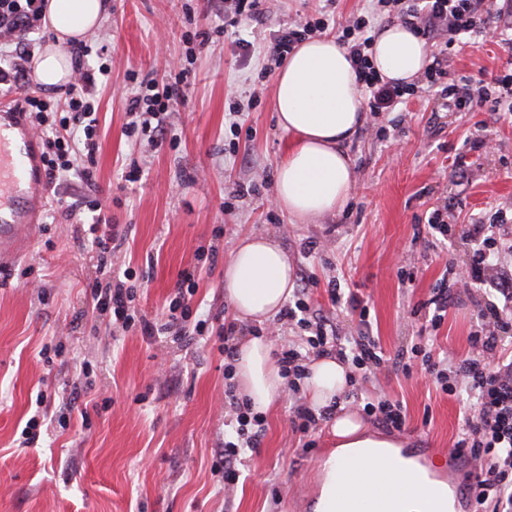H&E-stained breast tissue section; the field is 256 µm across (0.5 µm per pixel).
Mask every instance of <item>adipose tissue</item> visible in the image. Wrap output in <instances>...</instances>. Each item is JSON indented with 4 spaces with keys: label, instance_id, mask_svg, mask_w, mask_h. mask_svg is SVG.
I'll list each match as a JSON object with an SVG mask.
<instances>
[{
    "label": "adipose tissue",
    "instance_id": "obj_1",
    "mask_svg": "<svg viewBox=\"0 0 512 512\" xmlns=\"http://www.w3.org/2000/svg\"><path fill=\"white\" fill-rule=\"evenodd\" d=\"M41 23L53 38L33 60L35 80L52 88L69 81L68 40L81 39L106 13V0H45ZM371 63L384 80L409 82L428 63V50L409 26L382 28ZM277 123L292 139L275 174V199L291 220L304 223L341 209L349 200L354 171L346 145L366 119L355 69L335 37L300 44L274 77ZM294 289V269L272 238L242 236L224 268V295L243 320L275 317ZM347 364L330 357L309 364L301 387L314 409L332 404L349 386ZM234 377L255 410L274 408L285 396V380L265 336L244 340ZM342 453L353 448H386L390 442L367 430L357 412L340 408L329 422Z\"/></svg>",
    "mask_w": 512,
    "mask_h": 512
}]
</instances>
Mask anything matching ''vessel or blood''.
Here are the masks:
<instances>
[{
  "label": "vessel or blood",
  "instance_id": "vessel-or-blood-1",
  "mask_svg": "<svg viewBox=\"0 0 512 512\" xmlns=\"http://www.w3.org/2000/svg\"><path fill=\"white\" fill-rule=\"evenodd\" d=\"M49 204L42 141L14 97L0 99V262L26 243ZM408 472L423 493L424 512H472V465L419 439L399 449L357 458L340 474L353 489L348 501L333 500L331 512H404L405 501L380 480L378 468Z\"/></svg>",
  "mask_w": 512,
  "mask_h": 512
}]
</instances>
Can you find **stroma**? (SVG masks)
I'll return each mask as SVG.
<instances>
[{"label": "stroma", "mask_w": 512, "mask_h": 512, "mask_svg": "<svg viewBox=\"0 0 512 512\" xmlns=\"http://www.w3.org/2000/svg\"><path fill=\"white\" fill-rule=\"evenodd\" d=\"M367 0H268L264 23L242 21L237 38L211 36L190 65L191 100L169 113L175 146L152 149L143 135L126 136L124 99L133 79H160L185 61L187 10L199 0H111L100 26L83 40L93 48L91 68L110 67L97 86L99 150L96 184L70 174L55 188L30 245L0 263V512H305L316 469L330 443L326 428L310 437L291 427L293 392L265 414L258 448L242 455L239 480L224 484L218 453L238 427L226 403L228 363L221 318L232 312L224 297V265L247 233L275 238L296 272L318 281L315 308L336 317L340 335L358 336V312L332 307L329 279H345L369 309V326L387 353L421 341L433 315L426 302L434 289L452 287L469 263L472 246L459 227L512 206V116L452 112L434 93L411 96L407 106L369 116L347 145L356 185L336 213L306 224L290 223L275 207V168L289 136L273 106L274 76L261 74V48L274 31L319 12L344 22ZM254 44L246 54L238 39ZM512 29L486 37L463 35L450 46L452 73L487 81L505 63L501 42ZM255 100H248V93ZM238 101L242 117L230 129L228 106ZM492 139L491 153L477 155L468 142ZM466 156L469 181L449 173ZM138 166L141 178L125 174ZM248 192L225 207L229 190ZM94 196L120 236L117 269L141 277L135 307L161 315L181 270L197 267L192 317L203 334L182 339H144L100 314L89 282L95 277L90 246L75 227L58 223L59 199ZM448 212L447 235H430L434 210ZM323 248L305 255V242ZM216 244V261L197 249ZM486 289L460 293L435 333L440 350L462 359L477 355L470 337L489 301ZM61 349L53 362L41 349ZM86 378L81 396L87 420L68 418L56 392L64 382ZM373 396L399 401L408 433L435 448L451 447L475 402L443 393L424 370L406 375L381 370L364 383ZM44 404H37V392ZM43 421L37 444L21 431L31 416Z\"/></svg>", "instance_id": "1"}]
</instances>
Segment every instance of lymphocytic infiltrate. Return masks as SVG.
<instances>
[{"instance_id": "lymphocytic-infiltrate-1", "label": "lymphocytic infiltrate", "mask_w": 512, "mask_h": 512, "mask_svg": "<svg viewBox=\"0 0 512 512\" xmlns=\"http://www.w3.org/2000/svg\"><path fill=\"white\" fill-rule=\"evenodd\" d=\"M43 7L44 0H0V48L7 58L6 66L0 67V89L4 92H13L29 79L30 36L41 23ZM395 19L412 26L420 36L450 43L462 35L483 36L493 23L512 26V0H370L366 12L341 25L337 42L351 58L372 113L394 111L415 93L414 84L384 82L369 59V49L382 23ZM330 22V15L324 13L291 23L275 34L264 49L266 61L282 66L295 48L323 33ZM503 48L510 55V62L479 88H472L469 77L450 78L448 55L444 52L433 55L420 82L447 99L455 110L510 113L511 38L504 40ZM90 52V46L83 43L74 48L73 76L63 102L54 104L50 99L30 94L22 99L23 110L42 139L47 182L52 186L73 170L84 183L95 182L91 162L99 146L95 139L97 117L93 95L99 76L84 62ZM187 99L188 86L183 76L178 75L162 85L152 79L140 81L132 87L125 102L128 115L140 120L149 145L159 148L171 139L165 114L185 104ZM79 155L85 156L87 163L78 169L74 159ZM89 209L98 215L95 224L88 228L96 254V277L90 288L97 309L111 312L123 324L137 323L141 334L150 338L182 335L196 293L197 271H180L164 316L132 315L130 307L136 297V286L112 275L115 236L110 221L99 216L98 204H90ZM507 222L505 211L500 209L490 221L460 227L462 236L472 245L471 261L461 276V283L467 288L488 287L494 297L482 310L480 329L471 338L473 345L481 347L483 358L439 359L427 343L416 346L409 356L402 352L388 355L371 336L344 345L334 325L315 313L305 286L296 289L293 302L284 310L282 318L305 330L307 337L283 351L279 358L283 374L292 382L303 377L310 358L335 356L350 362L366 378L385 367L408 374L419 363L443 392L453 394L465 390L476 399L477 412L466 420L453 449L473 461L483 454L493 456L488 468L476 469L473 490L477 504L493 503L494 512H512V361L495 359L501 333L512 330V269L498 263L502 251L512 245V238L504 231ZM227 399L236 411L238 423L236 440L224 444V483L230 486L239 478L235 468L238 456L260 443L264 417L235 394H228Z\"/></svg>"}]
</instances>
